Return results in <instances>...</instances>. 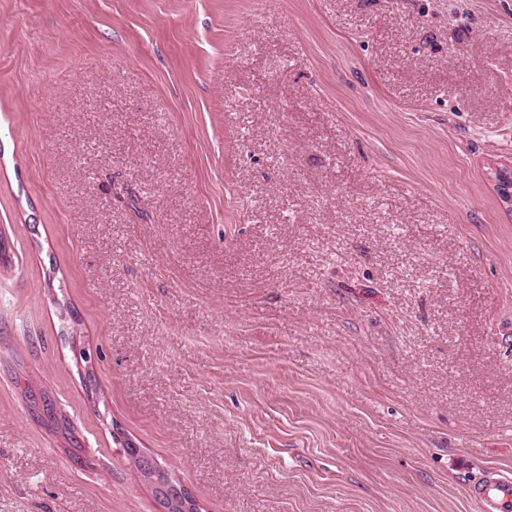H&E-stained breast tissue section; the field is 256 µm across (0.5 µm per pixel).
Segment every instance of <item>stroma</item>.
I'll return each instance as SVG.
<instances>
[{"instance_id": "35a3bbf8", "label": "stroma", "mask_w": 512, "mask_h": 512, "mask_svg": "<svg viewBox=\"0 0 512 512\" xmlns=\"http://www.w3.org/2000/svg\"><path fill=\"white\" fill-rule=\"evenodd\" d=\"M502 169L512 0H0V512H478Z\"/></svg>"}]
</instances>
